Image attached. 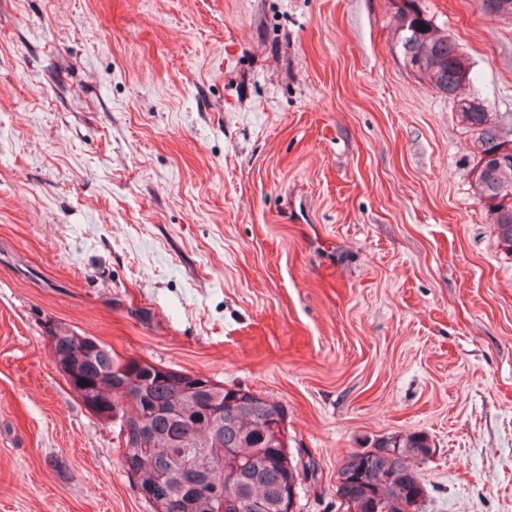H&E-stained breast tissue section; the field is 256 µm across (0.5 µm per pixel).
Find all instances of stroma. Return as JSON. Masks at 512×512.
Masks as SVG:
<instances>
[{
  "instance_id": "obj_1",
  "label": "stroma",
  "mask_w": 512,
  "mask_h": 512,
  "mask_svg": "<svg viewBox=\"0 0 512 512\" xmlns=\"http://www.w3.org/2000/svg\"><path fill=\"white\" fill-rule=\"evenodd\" d=\"M512 120V18L419 0ZM393 0H0V512H152L48 327L286 410L296 512L426 432L425 512H512V254Z\"/></svg>"
}]
</instances>
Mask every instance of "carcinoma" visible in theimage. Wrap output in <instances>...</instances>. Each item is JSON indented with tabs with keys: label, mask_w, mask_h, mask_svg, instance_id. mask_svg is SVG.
I'll return each instance as SVG.
<instances>
[{
	"label": "carcinoma",
	"mask_w": 512,
	"mask_h": 512,
	"mask_svg": "<svg viewBox=\"0 0 512 512\" xmlns=\"http://www.w3.org/2000/svg\"><path fill=\"white\" fill-rule=\"evenodd\" d=\"M395 26L403 60L421 58L425 78L438 92L453 97L462 84L471 80V66L448 31L435 24L418 6V0H395ZM485 12L494 17H512V0H482ZM476 144L478 160L473 185L487 203L490 223L496 226L499 242L512 253V128L504 129L498 115L483 105L461 113ZM54 358L59 372H75L97 383L92 411L106 420L118 417L150 429L156 440L152 446L137 448L124 440L123 456L137 466L143 482L164 472L178 477L184 460L206 459L224 448L240 450V459L217 463L212 479L220 485L224 501L253 492L275 508L287 479V471L299 474L282 450L287 437L279 424L283 407L255 392L241 393V387L207 380L193 398L181 395L171 380L181 372L162 373L153 365L135 359L123 360L112 348L94 336L75 341L61 333ZM139 383L147 393L151 410L136 403L118 401L126 384ZM224 407V422L218 423L207 404ZM431 442L423 431L381 436L370 447L349 452L338 470L342 494L359 503V512H385V504L372 497L383 484L414 512H423L427 489L413 464L427 462Z\"/></svg>",
	"instance_id": "obj_1"
}]
</instances>
